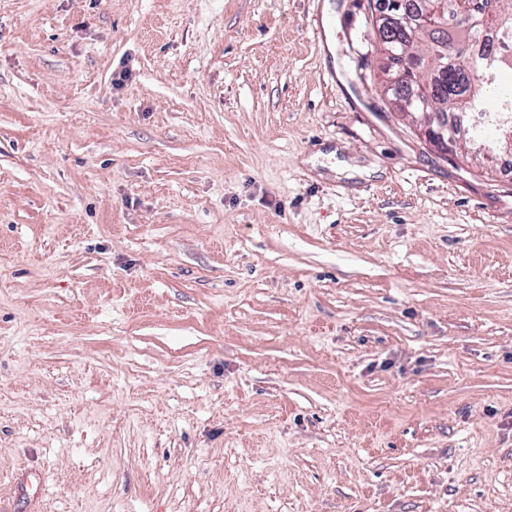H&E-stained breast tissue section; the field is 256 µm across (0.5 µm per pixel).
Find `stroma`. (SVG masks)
<instances>
[{
	"mask_svg": "<svg viewBox=\"0 0 512 512\" xmlns=\"http://www.w3.org/2000/svg\"><path fill=\"white\" fill-rule=\"evenodd\" d=\"M383 62L369 0H0V512H512V162Z\"/></svg>",
	"mask_w": 512,
	"mask_h": 512,
	"instance_id": "obj_1",
	"label": "stroma"
}]
</instances>
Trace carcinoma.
Instances as JSON below:
<instances>
[{
    "label": "carcinoma",
    "instance_id": "carcinoma-1",
    "mask_svg": "<svg viewBox=\"0 0 512 512\" xmlns=\"http://www.w3.org/2000/svg\"><path fill=\"white\" fill-rule=\"evenodd\" d=\"M457 0H412L418 16H428L438 21L443 15L452 25L442 29L429 25H411L404 30L380 31L387 64L385 67L394 77L386 86V93L401 112H437L443 118L461 112H472L496 100L512 104V0H495L496 9L486 24H464L455 11ZM485 29H494L501 35V46L491 66L470 61L469 44ZM455 43L460 56L443 54L448 43ZM409 60L419 65L417 82L409 85L399 77L397 62ZM512 120V112H497L490 115L482 126L472 127L469 138L482 142L487 131L495 132L500 140V121Z\"/></svg>",
    "mask_w": 512,
    "mask_h": 512
}]
</instances>
